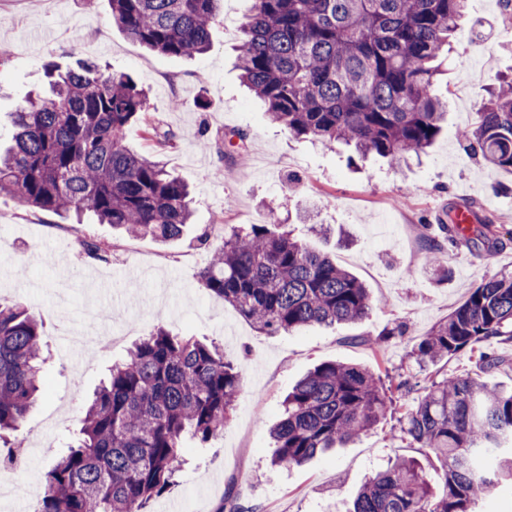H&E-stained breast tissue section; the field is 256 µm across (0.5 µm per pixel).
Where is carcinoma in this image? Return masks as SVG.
Listing matches in <instances>:
<instances>
[{
	"label": "carcinoma",
	"mask_w": 512,
	"mask_h": 512,
	"mask_svg": "<svg viewBox=\"0 0 512 512\" xmlns=\"http://www.w3.org/2000/svg\"><path fill=\"white\" fill-rule=\"evenodd\" d=\"M223 0H111L112 22L166 56L203 54ZM238 69L295 137L351 147L400 162L430 147L447 101L435 65L465 17L467 0H249ZM49 94L12 113L13 144L0 152V193L46 211L92 213L133 237L183 236L192 217L187 185L159 161L129 149V125L148 95L124 73L95 64L60 69ZM477 122L459 138L495 167L512 170V77L497 76L477 103ZM267 224L224 231L203 288L256 329L274 335L365 318L369 289L326 252ZM512 341V275L493 277L413 348L422 368L466 349L485 372L504 364L486 350ZM42 323L0 304V433L15 431L40 389ZM240 377L214 343L163 327L111 365L81 418L78 435L44 472L36 512H146L177 482L188 439L224 430ZM381 374L323 362L285 397L271 430V462L301 467L381 421L440 464L436 490L415 458L361 486L352 512H474L478 498L512 481V391L478 374H445L401 409Z\"/></svg>",
	"instance_id": "cac0c4a2"
}]
</instances>
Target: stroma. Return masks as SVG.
Returning a JSON list of instances; mask_svg holds the SVG:
<instances>
[{
    "mask_svg": "<svg viewBox=\"0 0 512 512\" xmlns=\"http://www.w3.org/2000/svg\"><path fill=\"white\" fill-rule=\"evenodd\" d=\"M248 7V0H224L210 50L170 57L147 51L115 26L111 0H0L1 143L11 138L10 112L45 85L46 62H94L147 90L150 119L172 131L175 142L158 150L136 123L126 143L164 162L194 192L191 224L166 243L79 224L73 214L0 194V304L22 305L42 320L46 358L38 400L14 433L22 470L0 489V512H34L44 471L79 428L108 367L158 325L223 346L241 387L223 433L202 445L186 441L177 486L151 500L148 512H220L231 486L243 512H350L369 474L398 458L423 459L424 449L392 437L387 420L303 467L271 465L269 428L282 417L288 390L325 361L390 369L422 387L435 376L476 370L475 351L423 369L409 354L471 288L512 274V173L455 137L476 120L486 87L478 76L487 63L512 73V8L503 0H467L468 19L442 59L437 85L448 101V123L433 146L405 164L373 156L354 168L348 147L292 137L241 85L235 60ZM233 129L245 136L244 154L224 144ZM468 205L496 226L492 258L483 248L447 241L440 229L449 212ZM272 208L296 236L333 253L366 284L373 300L367 318L271 336L200 287L221 224H264ZM433 239L442 243L444 279L425 263ZM87 241L100 245L102 256L88 255ZM91 302L108 315L116 345L64 346L63 336L85 320ZM398 322L407 333L385 337ZM377 338L383 344L376 350L370 342Z\"/></svg>",
    "mask_w": 512,
    "mask_h": 512,
    "instance_id": "1",
    "label": "stroma"
}]
</instances>
